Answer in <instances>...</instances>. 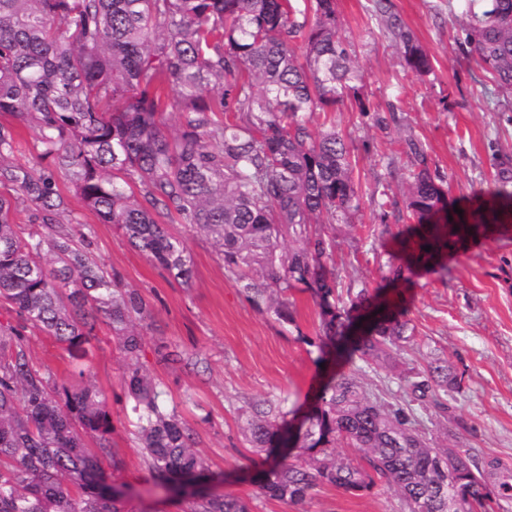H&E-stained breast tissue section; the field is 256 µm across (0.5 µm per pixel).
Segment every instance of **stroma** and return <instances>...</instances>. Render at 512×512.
Returning <instances> with one entry per match:
<instances>
[{
  "mask_svg": "<svg viewBox=\"0 0 512 512\" xmlns=\"http://www.w3.org/2000/svg\"><path fill=\"white\" fill-rule=\"evenodd\" d=\"M336 4L342 36L363 74V104L373 111L395 107L399 117L383 132L369 126L353 98L336 107V128L355 147L354 180L361 195L351 224L329 229L336 237V276L344 287L355 279L374 287L393 234L410 222L405 140L423 144L431 172L444 180L449 206L474 207L476 189L499 175L512 177V94L496 88L464 45L465 18L457 0H390L391 15L431 59L425 75L405 68L373 0ZM72 207L90 230L91 254L126 287L137 289L148 306L142 362L160 383L167 406L190 429L209 468L211 493L241 497L250 512H407L402 498L380 483L356 495L322 485L301 505L267 498L254 484L272 457L248 442L245 417L251 405L279 400L283 411L303 417L333 367L331 356L311 344L319 317L310 292H290L295 321L281 322L225 272L203 233L181 231L194 271L186 287L129 246L115 226L100 223L80 202ZM398 291L410 335L397 353L401 371L360 361L351 371L381 403L412 407L428 441L446 428L459 433L474 457L512 467V230L449 251L447 277L421 271ZM25 339L32 364L50 385L69 384L72 358L65 345L33 327ZM161 343L178 353L179 362L156 361L153 349ZM91 345L86 374L112 414V452L101 458L103 471L125 485L126 512H181L143 460L132 402L121 383L126 362L108 325H97ZM436 362L448 365L460 381L444 397L445 415L433 403L413 404L401 376L402 370Z\"/></svg>",
  "mask_w": 512,
  "mask_h": 512,
  "instance_id": "35a3bbf8",
  "label": "stroma"
}]
</instances>
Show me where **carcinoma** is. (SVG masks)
Listing matches in <instances>:
<instances>
[{
	"label": "carcinoma",
	"instance_id": "1",
	"mask_svg": "<svg viewBox=\"0 0 512 512\" xmlns=\"http://www.w3.org/2000/svg\"><path fill=\"white\" fill-rule=\"evenodd\" d=\"M464 42L498 89L512 91V0H463ZM405 66L431 71L413 34L390 22ZM362 82L342 37L336 0H0V299L70 350L85 351L102 317L128 362L123 384L134 402L136 434L148 469L176 484L200 483L207 467L189 429L162 400L140 365L149 310L87 251L60 183L103 224L183 285L193 278L186 224L205 233L256 305L293 323L288 292L308 291L319 308V339L336 358L394 368L406 340L399 297L367 283L338 290L335 241L323 224L346 223L360 210L351 144L334 112ZM360 112L380 130L398 122L394 107ZM176 118L169 133L166 117ZM34 133L46 166L16 161L18 126ZM405 186L416 223L393 236L390 281L430 267L445 277L448 249L503 226L512 214L507 180L475 191L485 201L471 224L444 215L443 180L430 172L423 145L405 142ZM30 206L17 231L18 205ZM431 250L426 251L424 247ZM413 400L449 407L437 392L458 384L448 367L405 377ZM281 405L254 404L246 422L252 447L286 444ZM410 407L371 398L352 374L322 384L297 447L300 464L273 462L260 494L302 504L331 485L347 492L376 482L409 512H494L512 492V470L479 464L469 449L429 445ZM105 396L78 372L54 391L28 357L17 330H0V512H123L98 456L111 453ZM95 441L97 451L88 448ZM345 441L363 454L359 468L336 456ZM183 512H249L229 495L202 491Z\"/></svg>",
	"mask_w": 512,
	"mask_h": 512
}]
</instances>
